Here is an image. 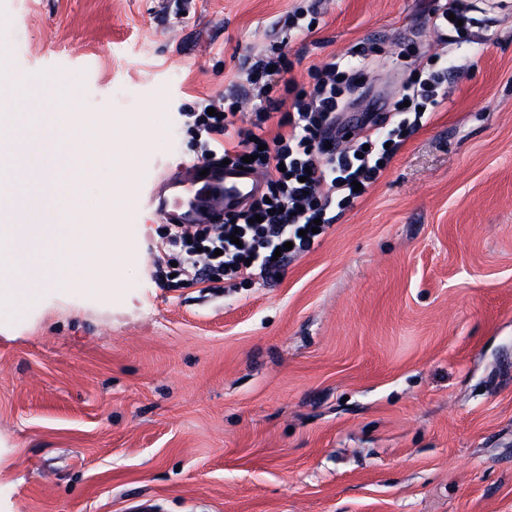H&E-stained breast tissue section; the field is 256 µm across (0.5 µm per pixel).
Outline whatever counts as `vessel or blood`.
Wrapping results in <instances>:
<instances>
[{"instance_id": "obj_1", "label": "vessel or blood", "mask_w": 512, "mask_h": 512, "mask_svg": "<svg viewBox=\"0 0 512 512\" xmlns=\"http://www.w3.org/2000/svg\"><path fill=\"white\" fill-rule=\"evenodd\" d=\"M261 186L255 171L227 167L217 159L199 161L162 179L155 210L166 224H215L243 207Z\"/></svg>"}]
</instances>
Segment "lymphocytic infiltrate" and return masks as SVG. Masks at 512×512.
<instances>
[{
    "label": "lymphocytic infiltrate",
    "instance_id": "1",
    "mask_svg": "<svg viewBox=\"0 0 512 512\" xmlns=\"http://www.w3.org/2000/svg\"><path fill=\"white\" fill-rule=\"evenodd\" d=\"M368 55L363 47L353 61L330 56L316 66V82L305 91L287 80L288 53L280 41L256 56L237 88L214 101V114L203 109L187 113L203 155H217L234 165L251 157L266 189L263 197L223 223L166 225L161 246L175 249L179 258L173 263L158 257L153 271L158 286L174 276L191 285L276 278L291 258L318 244L313 222L330 224L331 204L355 206L361 194L353 186L367 189L379 179L387 142L414 131V124L403 118L406 107L438 108L443 102L438 89L448 80L447 66H437L427 81L405 89L394 102L399 121L391 132L374 126L364 143L344 147L336 128L344 108L343 88L361 78V61ZM273 117L279 131L268 142L262 131ZM234 235L239 238L235 244L230 241Z\"/></svg>",
    "mask_w": 512,
    "mask_h": 512
}]
</instances>
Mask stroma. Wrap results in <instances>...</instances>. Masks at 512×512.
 Instances as JSON below:
<instances>
[{
    "instance_id": "1",
    "label": "stroma",
    "mask_w": 512,
    "mask_h": 512,
    "mask_svg": "<svg viewBox=\"0 0 512 512\" xmlns=\"http://www.w3.org/2000/svg\"><path fill=\"white\" fill-rule=\"evenodd\" d=\"M305 0H0V53L137 150L135 261L97 298L0 312V512H512V0H322L287 74L364 46L343 121L391 124L403 87L445 99L281 278H151L161 178L200 149L183 114L223 95ZM449 13L455 15V21L449 20ZM462 20L463 25L457 26V21ZM474 18L470 16L469 7L461 0H449L448 7L441 13L435 14L432 20L434 33L441 34L447 30L454 32L459 42H471Z\"/></svg>"
}]
</instances>
